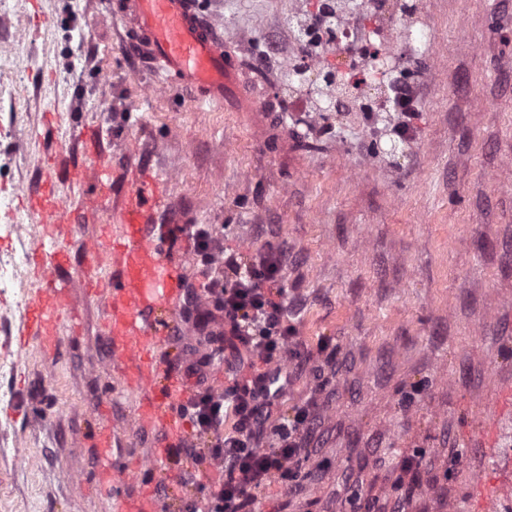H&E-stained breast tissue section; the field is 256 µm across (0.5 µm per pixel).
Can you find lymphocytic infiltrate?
I'll list each match as a JSON object with an SVG mask.
<instances>
[{"mask_svg": "<svg viewBox=\"0 0 512 512\" xmlns=\"http://www.w3.org/2000/svg\"><path fill=\"white\" fill-rule=\"evenodd\" d=\"M173 237L183 239L207 277L202 291H189L182 320L191 324L196 342L187 346L183 371L195 384L181 414L193 426L192 440L181 452L198 448L219 472L208 499V512H251L256 490L272 478L288 483V494L301 488L297 470L309 453V438L319 419L317 396L328 384L336 353L321 344L317 357L302 349L288 322V292L282 272L286 252L271 246L250 256L228 250L224 232L213 224H178ZM235 346L232 382L223 391L208 385L225 345ZM291 362L293 370H281ZM311 365L315 385L292 416L272 423V413L295 379L294 369Z\"/></svg>", "mask_w": 512, "mask_h": 512, "instance_id": "1", "label": "lymphocytic infiltrate"}]
</instances>
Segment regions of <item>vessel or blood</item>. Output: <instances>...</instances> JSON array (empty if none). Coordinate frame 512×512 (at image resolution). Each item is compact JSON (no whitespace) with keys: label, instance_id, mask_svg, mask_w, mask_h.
<instances>
[{"label":"vessel or blood","instance_id":"b4317fda","mask_svg":"<svg viewBox=\"0 0 512 512\" xmlns=\"http://www.w3.org/2000/svg\"><path fill=\"white\" fill-rule=\"evenodd\" d=\"M120 15L152 71L170 74L208 104L241 99L240 65L223 35L199 13L195 0H124ZM62 162L61 156L50 157L41 177L21 189L39 231L30 254L38 288L18 328L19 346L24 349L35 341L45 350H55L60 344L61 315L71 295L79 289H96L110 365L142 392L140 424L168 435L180 423V408L189 396L178 382L160 383L155 364L158 347L171 333L157 313L176 305L184 283L182 269L170 258L175 245L169 227L156 220L169 204L168 184L148 170L130 166L131 189L116 209L109 241H92L87 248L92 270L64 284L54 273L68 261L59 242L67 231L73 202L57 191L54 174ZM71 179L88 191L100 190L98 161L88 158L72 170ZM106 266L111 267V275L98 278L97 270Z\"/></svg>","mask_w":512,"mask_h":512}]
</instances>
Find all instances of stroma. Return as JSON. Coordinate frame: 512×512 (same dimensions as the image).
I'll list each match as a JSON object with an SVG mask.
<instances>
[{"mask_svg":"<svg viewBox=\"0 0 512 512\" xmlns=\"http://www.w3.org/2000/svg\"><path fill=\"white\" fill-rule=\"evenodd\" d=\"M115 0H16L0 18V258L32 246L34 218L17 190L41 173L45 149L71 165L86 150L74 124L99 129L112 200L135 162L170 183L163 224H215L247 254L272 244L288 260V311L306 351L337 348L336 372L303 463V490L280 479L256 493V512H392L403 455L420 450L405 512H512V0H421L432 39H401L385 79L413 76L420 111L413 138L391 112H340L320 99L292 112L281 71H259L266 43L284 60L321 0H199L243 62L255 111L198 105L193 91L144 68ZM367 0H338L341 10ZM365 14L379 45L398 29L403 0ZM59 121L45 131L41 116ZM74 225L59 280L83 276L98 227ZM34 293L0 288V512H119L124 490L96 489L108 467L141 461L160 442L138 427V392L110 371L96 298L76 293L79 323L62 322L48 353H17ZM177 337L157 352L179 370L193 336L179 311L161 314ZM413 396L404 406V396ZM120 430L109 454L92 445L102 423ZM86 479L76 488L73 476Z\"/></svg>","mask_w":512,"mask_h":512,"instance_id":"35a3bbf8","label":"stroma"}]
</instances>
